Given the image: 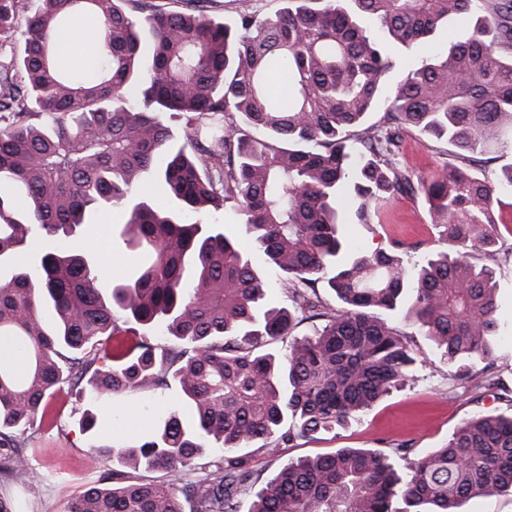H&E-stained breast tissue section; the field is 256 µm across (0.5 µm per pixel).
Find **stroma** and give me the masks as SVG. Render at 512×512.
Here are the masks:
<instances>
[{"label":"stroma","instance_id":"35a3bbf8","mask_svg":"<svg viewBox=\"0 0 512 512\" xmlns=\"http://www.w3.org/2000/svg\"><path fill=\"white\" fill-rule=\"evenodd\" d=\"M282 5V0H198L196 7L204 14L231 23L242 12L270 16ZM451 152L448 144L431 142L417 132L407 131L402 136L396 162L409 173L423 176L446 162ZM497 213L503 220L498 227L497 253H474L468 260L489 265L496 272L499 343L496 359L487 373L498 381L500 390H506V397L498 398L497 392L492 391L478 398L463 393L449 376L447 367L440 364L427 337L403 315L396 314L391 318L393 325L410 335L422 362L414 383L388 395L370 413L346 428L313 439L295 440L272 454L249 447L252 466L261 478H268L289 461L329 454L340 448H374L389 453L404 447L412 454H424L442 446L461 422L477 413H512V200L503 199ZM123 220V212L116 210L111 222L85 225L79 231L78 245L85 252L100 255L102 246L108 242L122 251L115 272L104 273L101 278L104 288L111 286L113 276L123 275L135 262L132 253L122 249ZM343 233L347 245L372 251L401 244L417 260L442 246L425 199L417 193L382 205L372 224H348ZM50 404L53 422L37 418L5 432L10 444L30 451L25 484L0 480V496L13 499L18 512H68L70 499L82 492L87 483L107 477L112 471L106 462H93L91 447H121L140 438L149 419L160 410L162 399L156 392L144 390L115 401L96 434L82 432L78 424L85 402L77 388L58 389Z\"/></svg>","mask_w":512,"mask_h":512}]
</instances>
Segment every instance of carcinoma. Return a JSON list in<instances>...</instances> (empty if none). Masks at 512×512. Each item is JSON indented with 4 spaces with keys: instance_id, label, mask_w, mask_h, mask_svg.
<instances>
[{
    "instance_id": "1",
    "label": "carcinoma",
    "mask_w": 512,
    "mask_h": 512,
    "mask_svg": "<svg viewBox=\"0 0 512 512\" xmlns=\"http://www.w3.org/2000/svg\"><path fill=\"white\" fill-rule=\"evenodd\" d=\"M312 2L245 12L231 27L153 0H37L23 15L22 0H0V38L24 37L20 56L0 65V266L12 268L0 283V430L46 415L67 367L86 380V432L114 399L172 381L173 402L140 442L94 456L204 474L180 486L115 469L68 512H184L183 497L193 512H238L254 480L241 449L331 432L414 381L410 337L380 311H405L464 391L484 387L471 368L496 355L497 288L494 271L466 257L494 252L496 205L512 196V166L496 181L474 170L512 144V0ZM459 16L472 21L468 36L391 89L386 128L355 137L395 67L365 21L421 47ZM77 17L94 56L66 70L55 37ZM168 112L182 115L183 136L164 123ZM407 129L453 146L454 161L417 180L393 166ZM415 191L457 256L347 252L345 209L370 224L380 204ZM226 202L281 272L288 306L270 305L266 271L220 225L202 223L204 209ZM114 207L140 263L105 295L100 265L67 243ZM36 234L60 246L33 269ZM306 320L319 325L295 336ZM122 333L134 341L109 343ZM277 342L282 357L265 350ZM211 443L223 455L211 457ZM0 475L27 480L25 456L1 441ZM506 492L512 415L483 413L418 458L340 448L292 461L248 512H458Z\"/></svg>"
}]
</instances>
